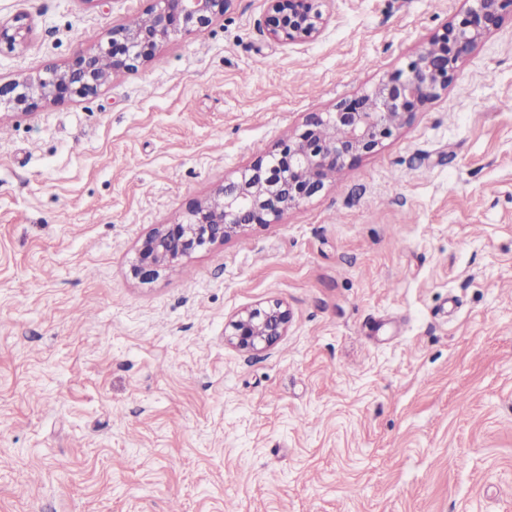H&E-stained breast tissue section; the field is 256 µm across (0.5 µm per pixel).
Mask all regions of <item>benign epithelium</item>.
<instances>
[{
    "label": "benign epithelium",
    "mask_w": 512,
    "mask_h": 512,
    "mask_svg": "<svg viewBox=\"0 0 512 512\" xmlns=\"http://www.w3.org/2000/svg\"><path fill=\"white\" fill-rule=\"evenodd\" d=\"M231 2L151 0L140 24L113 26L106 43L78 52L64 66L0 82V108L28 115L61 101L95 96L111 77L150 63L163 44L212 26ZM269 2L266 31L271 40L308 42L321 33L325 0ZM468 2L462 18L433 35L405 68L390 73L370 91L341 100L333 112L308 113L302 130L282 140L276 151L257 158L196 202L182 221L154 228L139 248L133 275L150 280L198 249L224 242L243 226L275 223L286 210L321 191L327 171L373 152L427 102L446 92L457 62L500 25L504 14L512 13V0ZM30 33L23 15L0 20V50L24 47ZM290 321L283 303L258 304L230 319L225 340L239 351L261 352L287 334Z\"/></svg>",
    "instance_id": "obj_1"
}]
</instances>
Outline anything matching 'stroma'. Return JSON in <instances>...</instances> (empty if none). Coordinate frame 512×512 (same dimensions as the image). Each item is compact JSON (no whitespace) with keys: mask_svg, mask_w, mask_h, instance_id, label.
I'll list each match as a JSON object with an SVG mask.
<instances>
[{"mask_svg":"<svg viewBox=\"0 0 512 512\" xmlns=\"http://www.w3.org/2000/svg\"><path fill=\"white\" fill-rule=\"evenodd\" d=\"M149 0H0V79ZM463 0H327L313 41L233 0L95 96L4 118L0 512H512V18L446 94L278 223L131 265L310 112L371 89ZM288 333L242 353L238 311ZM31 26L23 15L14 16L12 19L2 21L0 19V52L3 48L15 51L22 48L29 40ZM291 315L276 301L258 304L236 313L224 328L225 340L239 351H264L286 336Z\"/></svg>","mask_w":512,"mask_h":512,"instance_id":"35a3bbf8","label":"stroma"}]
</instances>
